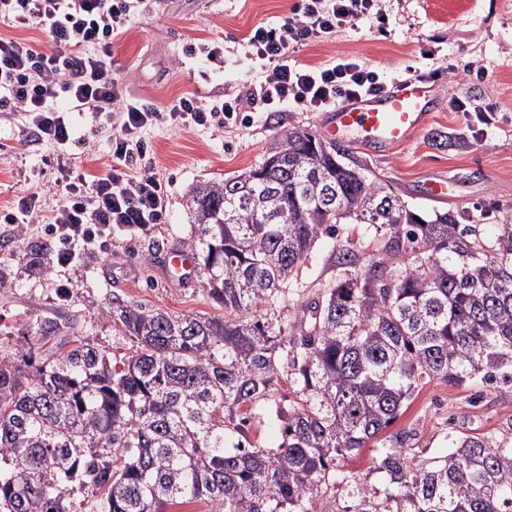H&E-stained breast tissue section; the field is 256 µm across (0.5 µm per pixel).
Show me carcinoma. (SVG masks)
<instances>
[{
	"label": "carcinoma",
	"mask_w": 512,
	"mask_h": 512,
	"mask_svg": "<svg viewBox=\"0 0 512 512\" xmlns=\"http://www.w3.org/2000/svg\"><path fill=\"white\" fill-rule=\"evenodd\" d=\"M189 203L187 246L224 318L115 297L101 316L135 354L76 339L29 373L0 360V512H318L332 479L342 512H512L508 440L450 435V452L432 458L385 448L382 489L341 470L420 386L512 382L511 221L485 238L449 210H412L350 148L306 129L254 169L197 183ZM338 224L389 234L361 272L338 252L345 273L312 307V327L257 315ZM286 342L299 399L281 443L225 448L224 425L239 428L231 412L267 396Z\"/></svg>",
	"instance_id": "carcinoma-1"
}]
</instances>
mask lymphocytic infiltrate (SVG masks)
Listing matches in <instances>:
<instances>
[{"label": "lymphocytic infiltrate", "mask_w": 512, "mask_h": 512, "mask_svg": "<svg viewBox=\"0 0 512 512\" xmlns=\"http://www.w3.org/2000/svg\"><path fill=\"white\" fill-rule=\"evenodd\" d=\"M147 0H0V23L35 25L41 46L0 37V111L14 112L38 142L56 147V205L39 208L38 193L0 210V222L23 235L46 225L58 239L52 266L66 267L83 252L111 246L115 236L149 231L168 215V191L156 174L147 130L250 124L249 109L276 112L293 103L330 111L342 101L384 88L377 72L359 58L325 64L294 61L291 49L321 43L368 18H382L381 0H296L279 23H256L243 42L259 63L258 83L243 84L221 101L206 104L184 95L166 106L128 96L112 74V44L145 11ZM65 101L58 109L56 101ZM89 115L92 131H110L111 164L105 172L75 170L70 156L79 139L67 112Z\"/></svg>", "instance_id": "1"}]
</instances>
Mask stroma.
Returning <instances> with one entry per match:
<instances>
[{"label":"stroma","mask_w":512,"mask_h":512,"mask_svg":"<svg viewBox=\"0 0 512 512\" xmlns=\"http://www.w3.org/2000/svg\"><path fill=\"white\" fill-rule=\"evenodd\" d=\"M295 0H164L160 9L132 20L112 47V70L127 78L129 94L160 106L186 93L202 97L236 90L257 77L239 44L249 28L264 20L278 22ZM385 20H367L358 28L338 32L328 42L298 46L293 58L315 65L337 55L360 57L386 81L408 74L427 76L434 66L455 64V82L439 78L442 98L450 94L497 106L498 122L486 127L477 119L441 106L427 126L404 145L384 154L353 148L371 178L390 185L405 205L460 213L464 223L491 232L512 219V0H386ZM196 38L223 39V65L198 59L179 64L183 46ZM434 59H425L426 51ZM208 79H201L200 71ZM326 113L293 104L279 112L255 114L251 126L224 133L152 130L148 138L160 162L159 174L168 189V219L144 235L119 236L108 253L86 252L78 262L50 268L49 248L56 242L43 226L32 225L23 237L0 223V359L21 363L35 322L58 324L60 334L76 337L116 355L134 354L137 345L116 335L100 312L113 296L127 304L160 308L178 315L222 316L204 289V276L191 285L178 283L163 264V253L183 245L193 223L188 192L201 181L220 182L262 162L266 151L292 128L321 132ZM50 150L24 129L20 115L0 112V207L28 193L33 181L46 190L43 210L55 203L52 186L59 176ZM448 181L447 200L426 199L425 183ZM383 238L370 224H340L316 242L301 266L287 297L264 304L262 314L288 323L307 315L336 280L335 250L343 247L360 260L380 249ZM47 251H34V244ZM70 284L60 297L59 284ZM293 380L278 374L265 399L236 412L245 434L261 445L278 444L277 414L295 400ZM476 435L512 441V382L494 381L455 387L433 380L419 387L407 408L381 434L382 443L403 445L424 457L448 451L449 435Z\"/></svg>","instance_id":"35a3bbf8"}]
</instances>
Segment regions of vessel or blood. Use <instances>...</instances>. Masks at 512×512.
<instances>
[{
  "instance_id": "1",
  "label": "vessel or blood",
  "mask_w": 512,
  "mask_h": 512,
  "mask_svg": "<svg viewBox=\"0 0 512 512\" xmlns=\"http://www.w3.org/2000/svg\"><path fill=\"white\" fill-rule=\"evenodd\" d=\"M439 105L433 80L410 78L385 90L350 99L331 113L323 135L331 141L353 137L360 145L388 151L406 143Z\"/></svg>"
}]
</instances>
